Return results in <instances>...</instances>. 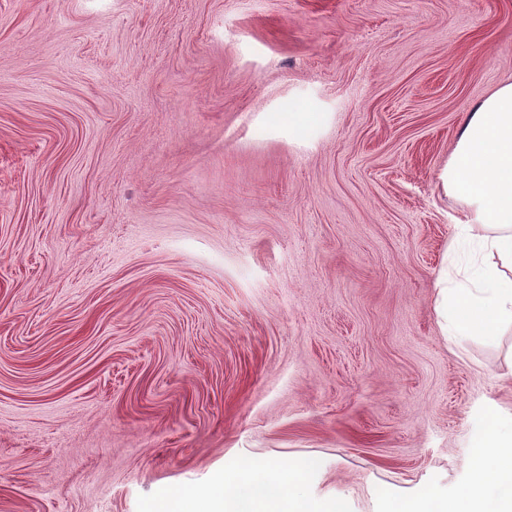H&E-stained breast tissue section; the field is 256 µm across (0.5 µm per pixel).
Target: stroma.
Returning a JSON list of instances; mask_svg holds the SVG:
<instances>
[{
	"label": "stroma",
	"instance_id": "obj_1",
	"mask_svg": "<svg viewBox=\"0 0 512 512\" xmlns=\"http://www.w3.org/2000/svg\"><path fill=\"white\" fill-rule=\"evenodd\" d=\"M507 81L512 0H0V512L456 497L512 329L442 334L439 174ZM308 467L303 462L288 468L259 458L239 463L224 489L206 492L174 491L160 501L154 512H342L336 505L322 510L295 495L294 486L304 481Z\"/></svg>",
	"mask_w": 512,
	"mask_h": 512
}]
</instances>
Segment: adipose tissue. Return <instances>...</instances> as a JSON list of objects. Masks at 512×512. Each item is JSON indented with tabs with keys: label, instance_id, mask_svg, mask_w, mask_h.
<instances>
[{
	"label": "adipose tissue",
	"instance_id": "obj_1",
	"mask_svg": "<svg viewBox=\"0 0 512 512\" xmlns=\"http://www.w3.org/2000/svg\"><path fill=\"white\" fill-rule=\"evenodd\" d=\"M439 179L465 206L449 249L469 248L472 260L455 275L441 273L437 308L451 335L493 334L499 321L512 320V82L465 113ZM307 472L301 462L246 459L224 488L174 491L154 512H322L294 493ZM390 512H512V432L490 426L475 450L474 479L455 498H399Z\"/></svg>",
	"mask_w": 512,
	"mask_h": 512
}]
</instances>
